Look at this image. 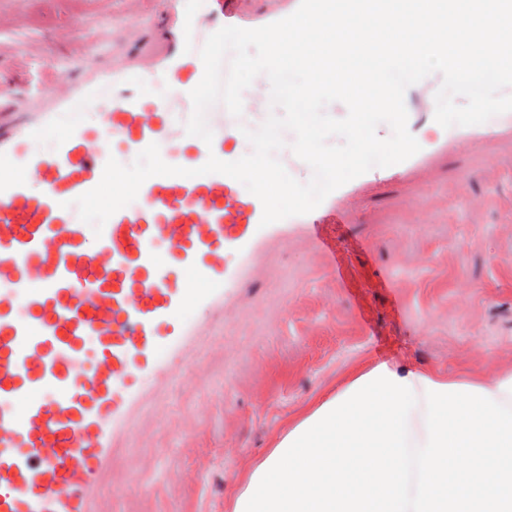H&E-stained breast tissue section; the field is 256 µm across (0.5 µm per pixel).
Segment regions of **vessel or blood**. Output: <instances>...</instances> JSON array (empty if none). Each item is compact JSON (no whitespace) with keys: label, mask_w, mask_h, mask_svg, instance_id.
<instances>
[{"label":"vessel or blood","mask_w":512,"mask_h":512,"mask_svg":"<svg viewBox=\"0 0 512 512\" xmlns=\"http://www.w3.org/2000/svg\"><path fill=\"white\" fill-rule=\"evenodd\" d=\"M122 2L108 42L132 50L113 55L110 68L40 44L21 50L37 82L0 76V512H97L113 450L162 426L167 381L202 376L194 353L209 325L177 323V310L224 315L233 303L225 284L256 275L266 246L289 227L317 222L305 214L261 226L260 200L239 197L223 174L153 176L88 243L70 203L98 185L108 158L126 164L155 143L170 165L234 161L227 145L245 144L244 129L266 120L270 82L255 78L243 118L210 107L205 144L185 132L189 92L204 72L199 51L220 28L273 23L300 0H197L190 15L180 0H160L154 12L143 0ZM441 84L436 76L408 88L410 110L434 111ZM229 249L237 266L224 261ZM18 305L26 315L14 314ZM89 335L101 340L92 366L81 358ZM47 386L53 398L11 408Z\"/></svg>","instance_id":"1"}]
</instances>
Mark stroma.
Masks as SVG:
<instances>
[{
    "label": "stroma",
    "mask_w": 512,
    "mask_h": 512,
    "mask_svg": "<svg viewBox=\"0 0 512 512\" xmlns=\"http://www.w3.org/2000/svg\"><path fill=\"white\" fill-rule=\"evenodd\" d=\"M118 18L116 0H12L0 73L22 78L26 41L107 66L99 44ZM234 296L198 350L205 378L166 388V431L112 458L142 494L103 512H235L288 434L380 363L474 383L511 373L512 131L361 186L314 231L289 228Z\"/></svg>",
    "instance_id": "35a3bbf8"
}]
</instances>
